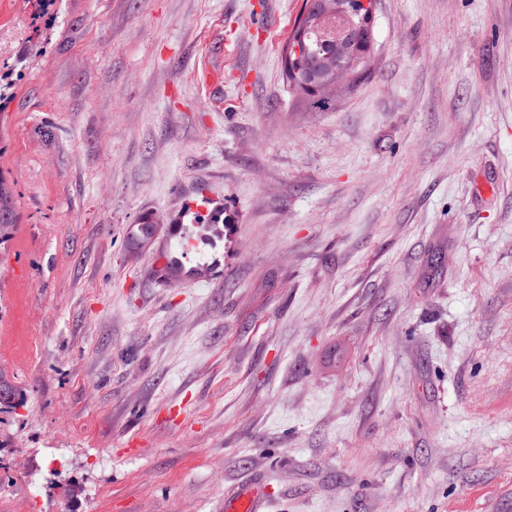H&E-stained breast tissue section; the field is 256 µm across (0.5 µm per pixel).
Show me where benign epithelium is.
Masks as SVG:
<instances>
[{
  "mask_svg": "<svg viewBox=\"0 0 512 512\" xmlns=\"http://www.w3.org/2000/svg\"><path fill=\"white\" fill-rule=\"evenodd\" d=\"M325 43V52L311 61L308 49L298 37L288 44V59L294 60L303 85L318 90L336 80L340 83L352 74L348 59L356 57V44L352 36L350 7L336 9V15H322L316 26Z\"/></svg>",
  "mask_w": 512,
  "mask_h": 512,
  "instance_id": "7a95c632",
  "label": "benign epithelium"
}]
</instances>
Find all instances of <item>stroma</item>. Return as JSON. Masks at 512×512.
Segmentation results:
<instances>
[{"label":"stroma","instance_id":"stroma-1","mask_svg":"<svg viewBox=\"0 0 512 512\" xmlns=\"http://www.w3.org/2000/svg\"><path fill=\"white\" fill-rule=\"evenodd\" d=\"M302 4L0 0V512H512V0H378L323 105ZM353 26L355 29H359L361 33V45L363 46V52L361 53V59L358 63L353 66V70L356 71L359 68L364 67L368 63L369 53L373 43V23H370L365 17L354 14L352 16ZM1 215H6L1 221ZM16 224V206L13 191L0 178V248L13 238ZM193 215V221L196 223V225L191 224L195 228L194 236L187 234L185 224H168V234L176 240V244L162 255L165 257V262L155 270L160 278L173 283H181L201 279L211 272L212 267L208 264L197 262L193 265L182 259L186 260L187 258L191 238L205 245L212 244L214 239L224 237V224L226 223L223 220L222 224H219L217 216L205 217L198 213ZM201 221L204 224H199ZM265 482L251 481L224 497L225 512H268L269 499L264 491Z\"/></svg>","mask_w":512,"mask_h":512}]
</instances>
